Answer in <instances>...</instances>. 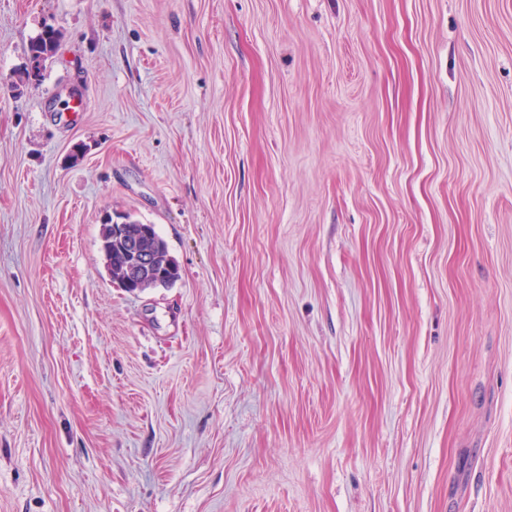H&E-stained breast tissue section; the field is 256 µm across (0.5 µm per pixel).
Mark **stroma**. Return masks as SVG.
Returning a JSON list of instances; mask_svg holds the SVG:
<instances>
[{
  "label": "stroma",
  "instance_id": "1",
  "mask_svg": "<svg viewBox=\"0 0 512 512\" xmlns=\"http://www.w3.org/2000/svg\"><path fill=\"white\" fill-rule=\"evenodd\" d=\"M0 512H512V0H0ZM60 33L51 26H45L41 33L31 41L28 52L30 59L41 63L52 56L59 45ZM127 234L128 235H138L141 237H145L149 242L147 243L148 247H152L153 245H156L160 247L159 254L161 256V259L159 260L164 261L165 258L169 257L168 255V248L166 242L158 235V233L155 230L154 225L151 224H128ZM149 229L150 233L149 235H144L143 229ZM170 258V257H169ZM171 263L173 265L171 269L172 273L171 276L175 278H180V268L179 266L170 258ZM171 276H167L165 272H163L162 269L159 270L158 273V279L156 281V285L160 288H169L172 286L176 281L172 280ZM109 245L112 247V277L117 280L122 276V280L119 285L129 292H138L141 290V285L146 273L154 266L156 257L148 250L140 248L137 241H130L128 246L131 259L129 262L123 264L122 274L121 267L117 266L113 260L115 259L120 261L124 256L116 241L113 240Z\"/></svg>",
  "mask_w": 512,
  "mask_h": 512
}]
</instances>
